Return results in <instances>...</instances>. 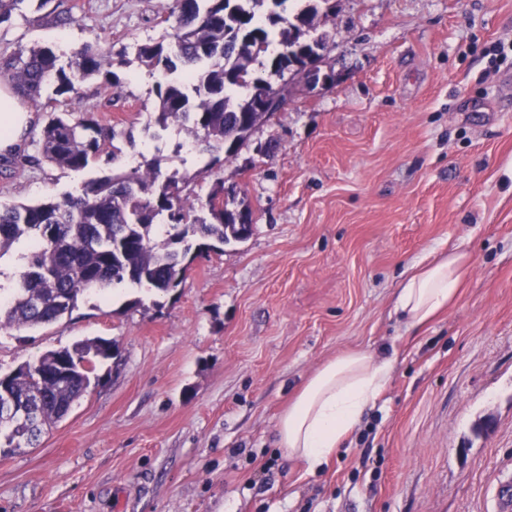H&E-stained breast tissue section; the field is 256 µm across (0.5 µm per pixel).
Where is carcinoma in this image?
Returning <instances> with one entry per match:
<instances>
[{"label": "carcinoma", "instance_id": "1", "mask_svg": "<svg viewBox=\"0 0 512 512\" xmlns=\"http://www.w3.org/2000/svg\"><path fill=\"white\" fill-rule=\"evenodd\" d=\"M335 11L336 0H167L162 12L174 19L170 41L146 42L137 52L140 63L161 76L155 124L164 129L187 122L194 143L216 152L211 164L230 161L236 152L228 137L236 136L240 147L260 124L254 104L275 96L287 101L292 87L302 84L299 66L323 57L319 18ZM123 65L121 54L91 44L67 68L52 49L31 47L1 53L0 78L36 105L50 87L58 96L73 91L77 78H101L115 87L114 68ZM115 138L94 114L75 120L65 112L44 125L37 148L49 164L81 171L115 162L118 148L107 147ZM160 225L167 227L161 241L155 236ZM241 240L224 205V182L202 197L190 181L163 173L157 157L89 180L76 196L0 202V259L15 250L22 267L18 277L0 281V333L55 324L80 301L123 283L167 293L195 257ZM111 347L102 337L78 341L0 374V398L25 400L37 422L26 437L0 428V449L36 445L86 394L96 362L112 358Z\"/></svg>", "mask_w": 512, "mask_h": 512}]
</instances>
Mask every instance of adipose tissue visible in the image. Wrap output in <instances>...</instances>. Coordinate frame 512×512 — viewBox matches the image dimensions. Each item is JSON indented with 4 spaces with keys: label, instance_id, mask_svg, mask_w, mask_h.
<instances>
[{
    "label": "adipose tissue",
    "instance_id": "ef3b65f1",
    "mask_svg": "<svg viewBox=\"0 0 512 512\" xmlns=\"http://www.w3.org/2000/svg\"><path fill=\"white\" fill-rule=\"evenodd\" d=\"M33 121L30 109L0 88V154H15ZM471 268L470 253L459 247L412 263L394 301V314L411 328L429 323L456 303ZM394 367V356L365 350L323 363L279 419V443L286 456L312 470L326 463L385 391Z\"/></svg>",
    "mask_w": 512,
    "mask_h": 512
}]
</instances>
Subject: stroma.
Listing matches in <instances>:
<instances>
[{"label": "stroma", "mask_w": 512, "mask_h": 512, "mask_svg": "<svg viewBox=\"0 0 512 512\" xmlns=\"http://www.w3.org/2000/svg\"><path fill=\"white\" fill-rule=\"evenodd\" d=\"M330 85L296 91L224 166L253 232L197 257L167 295L129 284L72 317L0 333V370L94 337L117 355L39 447L0 454V512H497L512 477V0H338L321 20ZM158 0H21L0 52H124L120 87L43 95L0 168V202L79 193L107 167L36 161L52 113L115 127L117 167L172 144L149 125L158 77L138 44L168 41ZM463 247L457 304L407 329L391 316L410 263ZM396 356L377 404L316 470L287 458L279 417L329 358ZM489 429H481L483 420Z\"/></svg>", "instance_id": "35a3bbf8"}]
</instances>
